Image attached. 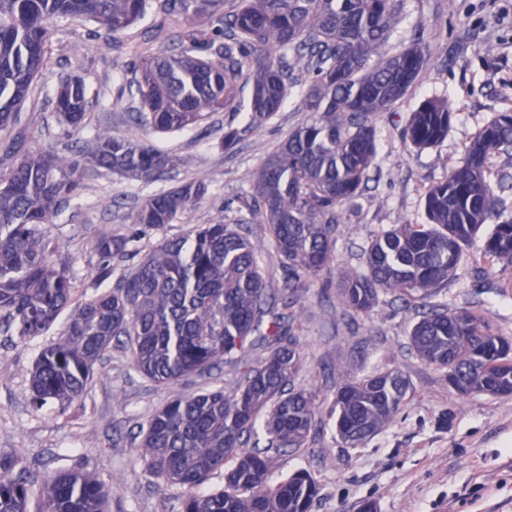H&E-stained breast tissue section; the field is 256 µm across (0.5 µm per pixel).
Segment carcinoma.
Returning <instances> with one entry per match:
<instances>
[{"label": "carcinoma", "mask_w": 512, "mask_h": 512, "mask_svg": "<svg viewBox=\"0 0 512 512\" xmlns=\"http://www.w3.org/2000/svg\"><path fill=\"white\" fill-rule=\"evenodd\" d=\"M0 0V331L23 340L45 335L72 301L69 261L51 226L86 182L102 172L156 181L180 159L136 135L116 136L91 123L90 89L59 76L53 117L64 131L88 133L81 154L21 152L22 104L46 69L53 23L87 19L112 39L153 11L146 43L133 48L124 76L137 105L135 129L173 134L200 130L214 112L247 113L224 127L227 151L256 131L296 94L310 122L289 134L257 171L240 199L249 220L267 225L269 248L287 272L276 299L262 273L263 249L237 224L218 218L184 238L159 240L112 286V261L131 253V239L102 228L93 241L99 263L94 292L58 340L43 347L30 376L31 405L64 412L86 392L96 365L114 344L133 366L165 386L211 377L224 385L175 392L148 421L139 446L158 484L182 490V512H311L317 480L299 470L273 479L276 456L314 442L322 418L314 396L295 386L304 365L300 293L336 261V225L366 187L375 164L374 117L416 83L427 48L405 45L404 0ZM448 103L429 98L411 114L403 138L433 147L448 136ZM512 153V112H500L471 142L464 160L425 196L426 224H394L374 236L362 267L342 278L350 314L365 313L392 294L418 310L408 336L417 359L463 394L512 395V336L500 333L478 304L447 300L448 279L462 264L502 276L512 289V216L504 198L508 175L489 159ZM206 190L204 180L157 194L134 208L131 223L159 229ZM484 224L487 237L476 243ZM413 392L398 369H375L336 385L328 417L345 448L380 432ZM262 423L267 447L247 445ZM224 490L202 492L216 472ZM108 512L109 491L78 469L42 477L0 455V512Z\"/></svg>", "instance_id": "carcinoma-1"}]
</instances>
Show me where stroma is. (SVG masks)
Here are the masks:
<instances>
[{
    "mask_svg": "<svg viewBox=\"0 0 512 512\" xmlns=\"http://www.w3.org/2000/svg\"><path fill=\"white\" fill-rule=\"evenodd\" d=\"M405 6L407 24L423 25L427 63L409 93L376 116L378 157L369 188L336 228L335 264L297 303L308 369L296 385L315 393L325 408L345 374L396 368L410 378L414 392L392 422L360 447H341L326 431L311 449L281 454L275 475L302 468L313 473L320 483L313 512H358L365 500L377 512H512V397L462 396L448 389L436 370L409 353L408 334L418 316L391 297L350 318L337 296L341 274L358 267L374 235L392 224L425 223L428 189L463 160L474 136L497 113L512 110V0H405ZM149 25L141 20L115 42L93 21L55 24L47 68L22 109L30 150L52 151L61 144L45 91L68 73L99 92L91 109L110 116L113 134L132 132L122 76L132 59L130 46L143 41ZM428 97L447 100L453 118L446 139L418 149L403 140L402 130ZM306 118L287 104L222 153L212 143L240 117L217 112L206 136L152 135V142L180 157L174 177L152 183L117 174L89 180L52 227L70 264L75 301L90 292L99 229L108 225L114 233L135 236L139 261L160 239L185 236L195 225L218 217L240 222L238 196ZM201 177L208 191L172 224L150 229L129 223L128 213L148 197ZM99 197L109 198L111 207L88 209ZM448 298L480 301L499 332L512 336V297L500 295L497 277L460 267L448 281ZM60 332L56 325L31 341L0 334V454L39 473L76 468L94 475L110 493V512H180V489L157 488L137 453L151 414L172 390L139 373L122 347L112 348L68 411L53 405L33 410L30 372L41 348Z\"/></svg>",
    "mask_w": 512,
    "mask_h": 512,
    "instance_id": "stroma-1",
    "label": "stroma"
}]
</instances>
